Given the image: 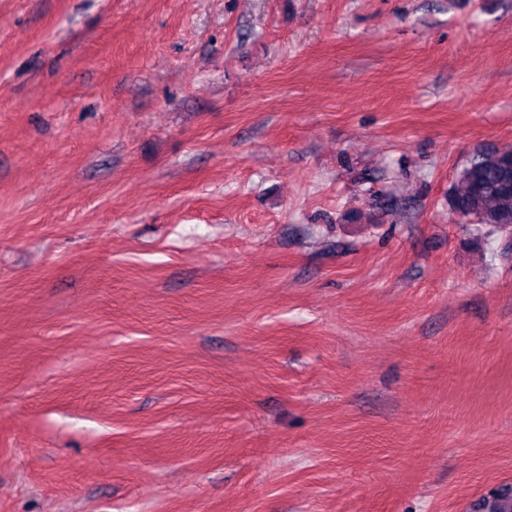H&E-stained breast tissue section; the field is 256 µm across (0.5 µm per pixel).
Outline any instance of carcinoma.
Returning <instances> with one entry per match:
<instances>
[{
  "instance_id": "carcinoma-1",
  "label": "carcinoma",
  "mask_w": 512,
  "mask_h": 512,
  "mask_svg": "<svg viewBox=\"0 0 512 512\" xmlns=\"http://www.w3.org/2000/svg\"><path fill=\"white\" fill-rule=\"evenodd\" d=\"M450 203L456 214L472 224L512 227V147L475 154L457 175ZM475 509L512 512V490H490Z\"/></svg>"
}]
</instances>
